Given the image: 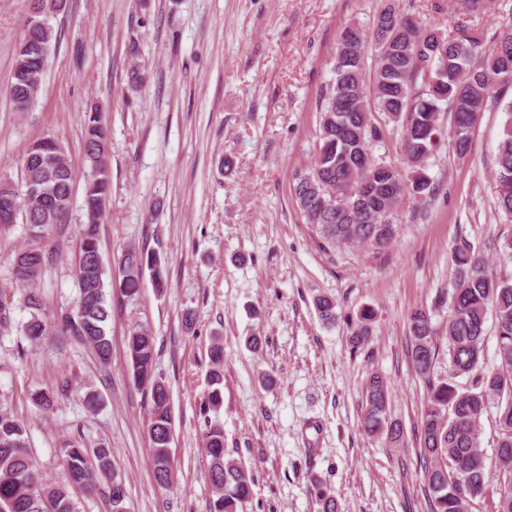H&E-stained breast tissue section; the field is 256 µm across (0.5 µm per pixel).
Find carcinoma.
I'll list each match as a JSON object with an SVG mask.
<instances>
[{"label":"carcinoma","instance_id":"1","mask_svg":"<svg viewBox=\"0 0 512 512\" xmlns=\"http://www.w3.org/2000/svg\"><path fill=\"white\" fill-rule=\"evenodd\" d=\"M492 8V0H448V15L456 22L444 33L420 28L400 13L396 0H388L370 29L361 31L351 25L340 33L331 58L332 77L319 94V151L306 170L295 174L291 188L305 223L325 247L388 248L398 236L397 211L404 196L431 192L428 161L444 146L459 160L469 154L481 113L498 107L512 87V18L503 20L491 46L476 36L469 23V18ZM33 20L31 15L26 18L7 88L18 112L27 111L38 98L55 39L53 28L36 27ZM445 113L450 121L446 132ZM396 131L401 151L397 163L375 155L376 147ZM106 140L96 107L84 120L83 153L89 173L76 260L79 295L75 309L60 318L62 331L86 342L103 364L112 360L111 307L98 239L110 194ZM57 146L51 137L30 143L22 159L21 181L4 182L17 196L26 195L32 185L41 187V193L17 217L28 236V244L14 259L16 278L23 284L34 281L49 262L51 252L43 241L52 232H63L71 210L74 173ZM494 176L498 208L512 215L511 119L498 144ZM451 268L453 288L445 340L452 367L471 376L468 388L431 380L439 355L438 331L426 309L415 310L409 318L411 360L428 383L420 442L433 512H469L473 500L486 493L491 470L512 476V279L493 274L487 257L467 244L454 248ZM146 269L156 288L166 286L160 256L136 249L122 254L120 270L127 294L138 291ZM24 301L30 318L23 332L35 341L45 331L42 302L32 289ZM316 307L322 320L336 321L334 300L320 296ZM490 312L495 316L500 356V365L491 372L484 367L485 324ZM373 318L368 309L360 312L352 346L369 340ZM127 353L135 380L150 397L153 476L165 488L171 485L173 473V420L169 389L154 371V338L140 327L132 328ZM210 359L208 405L216 408L222 403L224 382L220 342L212 344ZM505 392L507 401L498 405L500 433L495 455L489 459L481 450L480 420L490 397ZM388 403L386 383L372 375L366 384L363 428L396 440L400 428L387 421ZM60 453L63 481L40 479L26 426L0 409V507L5 512H77L70 489L91 490L105 482L112 512L124 508L117 488L122 480L115 475L110 448L100 446L90 452L69 445ZM204 453L214 495L210 512H243L252 495L253 476L224 448L222 426H209Z\"/></svg>","mask_w":512,"mask_h":512}]
</instances>
